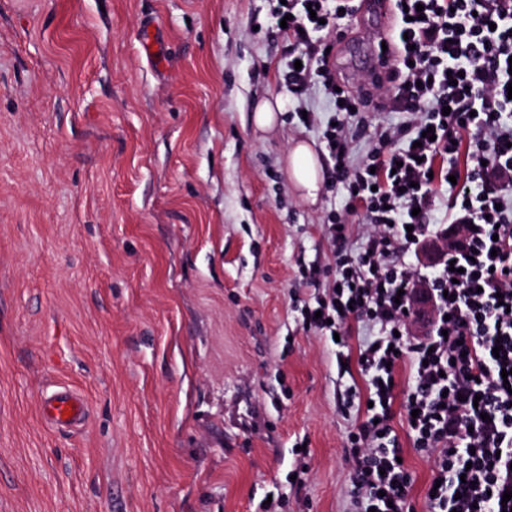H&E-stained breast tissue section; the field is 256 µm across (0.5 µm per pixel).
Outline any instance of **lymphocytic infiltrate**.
<instances>
[{"instance_id": "f902f5d3", "label": "lymphocytic infiltrate", "mask_w": 512, "mask_h": 512, "mask_svg": "<svg viewBox=\"0 0 512 512\" xmlns=\"http://www.w3.org/2000/svg\"><path fill=\"white\" fill-rule=\"evenodd\" d=\"M395 26L379 51L380 70L358 90L342 86L327 37L354 5L281 0L275 11L301 69L285 75L294 96L321 83L339 100L322 141L343 213H329L337 274L300 310L304 331L338 334L357 319L376 328L360 344L364 385H349L364 419L347 436L350 497L356 512H403L411 476L398 463L394 402L416 412L414 448L432 456L438 488L432 512H512V0H390ZM398 123L368 124L370 110ZM369 132L366 160L353 159V129ZM433 138H426V131ZM445 195L446 233L459 249L432 275L404 266L424 240L429 213ZM370 233L351 244L348 214ZM432 302L428 335H411L408 309L418 288Z\"/></svg>"}]
</instances>
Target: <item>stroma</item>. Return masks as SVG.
I'll return each mask as SVG.
<instances>
[{
	"label": "stroma",
	"mask_w": 512,
	"mask_h": 512,
	"mask_svg": "<svg viewBox=\"0 0 512 512\" xmlns=\"http://www.w3.org/2000/svg\"><path fill=\"white\" fill-rule=\"evenodd\" d=\"M275 4L0 0V512H352V380L297 322L346 191L309 204L281 168L322 130L293 112ZM375 26L339 21L346 81ZM58 384L88 400L84 431L43 422ZM393 410L429 512L434 462ZM283 109V103L279 99H264L256 107L253 115L255 126L261 131L274 128L278 115Z\"/></svg>",
	"instance_id": "35a3bbf8"
}]
</instances>
